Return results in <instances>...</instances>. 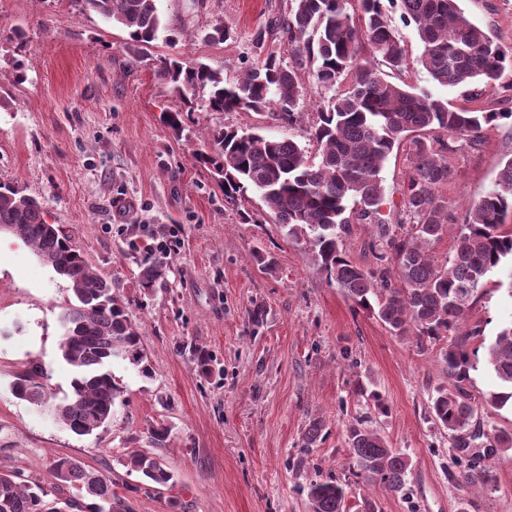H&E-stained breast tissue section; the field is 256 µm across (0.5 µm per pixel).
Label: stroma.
<instances>
[{"mask_svg": "<svg viewBox=\"0 0 512 512\" xmlns=\"http://www.w3.org/2000/svg\"><path fill=\"white\" fill-rule=\"evenodd\" d=\"M176 43L158 39L130 54L128 35L89 10L83 0H0V33L20 28L22 44L0 42V181L41 200L46 220L70 238L86 261L119 285L128 317L141 334L152 368L143 376L126 360L109 370L124 390L111 423L78 436L48 407L13 396L11 385L41 364L55 400L72 391L74 373L59 349V316L73 303L67 281L42 265L33 249L12 239L0 258V470L22 469L49 498L60 495L53 461L70 456L110 475L136 512H309L307 486L334 480L347 490L348 512L364 498L380 512H512V453L473 449L457 457L447 430L435 424L429 397L448 379L438 345L400 338L358 308L314 265L308 249L286 238L255 194L225 200L195 154L211 150L209 134L224 125L262 126L312 146L318 106L330 89L304 78L296 121L270 113L206 112L207 90L175 94L158 75L163 59L204 63L236 81L244 61H257L256 33L288 9L289 0H159ZM474 23L512 49V0H459ZM222 25L227 39L208 34ZM406 54L387 80L447 100L456 108L496 107L512 96L474 84L434 83L418 64L414 27L394 19ZM183 115L175 133L164 113ZM512 157V121L484 126L477 143L448 154L450 176L440 194L456 216L492 189ZM405 151L381 172L386 223L404 219ZM255 221L243 223V213ZM177 230L163 252L153 290L140 285L147 240ZM271 257L259 264L257 254ZM512 262L479 287L463 324L489 339L512 321ZM197 347L213 358L201 373ZM378 391L387 414L374 427L389 446L408 454L407 494L368 485L346 449L345 433L370 405L357 396ZM322 421L317 446L305 448L306 428ZM165 424L168 445L158 454L174 475L171 491L146 496L126 455L148 449L146 426ZM491 468L495 485L464 488L459 472Z\"/></svg>", "mask_w": 512, "mask_h": 512, "instance_id": "stroma-1", "label": "stroma"}]
</instances>
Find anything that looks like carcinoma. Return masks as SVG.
Masks as SVG:
<instances>
[{
    "instance_id": "carcinoma-1",
    "label": "carcinoma",
    "mask_w": 512,
    "mask_h": 512,
    "mask_svg": "<svg viewBox=\"0 0 512 512\" xmlns=\"http://www.w3.org/2000/svg\"><path fill=\"white\" fill-rule=\"evenodd\" d=\"M82 2L127 31L126 49L134 55L150 46L164 27L158 0ZM396 3L403 23L415 28L421 46L418 62L433 81L444 87L480 81L491 90L503 85L505 71H512V52L472 22L458 0H290L288 12L257 33L254 47L262 53L273 38L287 48L292 63L271 51L229 83L206 64L186 66L172 59L163 62L159 76L181 95L209 89L208 112L274 108L290 121L303 93V74L327 88L348 80L345 90L319 105L312 133L316 153L290 136L216 127L210 133L212 152L198 153L196 160L213 173L226 198L250 190L260 193L282 233L309 247L314 264L329 281L375 314L393 335L442 343L439 359L448 385L435 389L429 409L435 423L448 430L452 447L478 448L491 438L497 451L512 452L511 433L492 436L475 420L478 401L467 389L477 353L470 349L475 334L461 332L478 287L512 258V224L506 222L512 215V158L502 163L495 187L467 206L462 221L439 195L450 175L444 152L455 150L460 141L475 142L483 125L512 119V112L453 110L442 99L385 79L382 67L398 69L405 62L388 10ZM402 146L409 167L402 207L413 224L400 233L380 218L379 207L380 172ZM353 220L375 229L381 245L375 258L387 263L377 273L356 263L344 249ZM0 228L31 246L43 265L69 282L75 303L61 313L69 332L61 336L60 351L74 377L71 395L53 405V412L74 433L90 435L110 421L122 402L123 390L108 363L127 359L148 371L140 333L114 284L46 221L36 198L8 182L0 183ZM451 230L453 255L439 266L430 247ZM162 271L161 261L146 263L142 288L151 289ZM481 346L503 388L484 402L501 408L512 403V324ZM45 380L43 368L34 365L13 382L12 393L46 405L51 397ZM369 423L371 417L364 416L347 427L354 464L368 483L402 495L411 461ZM148 435L150 447H166L168 428L152 426ZM124 465L142 475L143 493L149 497L173 486V474L152 452L133 450ZM51 475L67 492L52 503L21 470H0V512H135L109 475L73 457L54 460ZM457 480L469 487L488 486L494 475L488 468H472ZM307 501L310 512H346V492L333 480L310 482Z\"/></svg>"
}]
</instances>
